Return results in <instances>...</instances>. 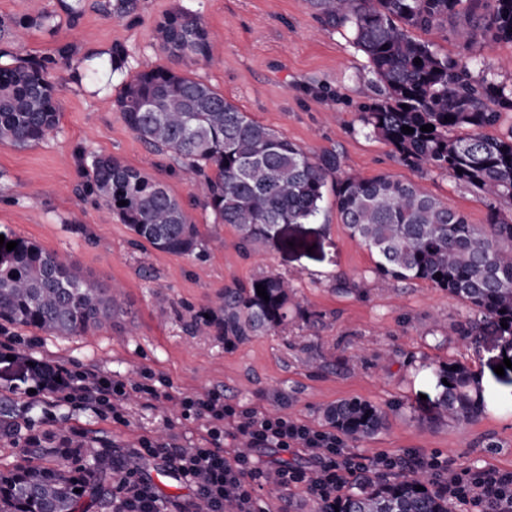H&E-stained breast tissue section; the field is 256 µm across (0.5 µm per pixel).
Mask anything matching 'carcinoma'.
I'll use <instances>...</instances> for the list:
<instances>
[{
  "label": "carcinoma",
  "instance_id": "cac0c4a2",
  "mask_svg": "<svg viewBox=\"0 0 512 512\" xmlns=\"http://www.w3.org/2000/svg\"><path fill=\"white\" fill-rule=\"evenodd\" d=\"M322 23L345 27L367 56L379 85L364 105L363 123L390 143L397 161L451 174L470 185L487 207L486 223L389 174L370 178L341 170L337 154H311L252 120L211 86L169 66L136 73L114 101L126 126L153 152L170 155L199 186L215 221L232 226L244 246L279 243L284 224H309L321 213L328 177L336 176L334 204L351 237L376 256L374 273L385 281L427 280L469 310L457 328L463 341L485 323L512 335V127L486 133L512 117V87L476 74L468 63L440 53L418 33L448 31L466 22L473 59L495 44H512V0H308ZM103 8L123 18L138 0ZM162 50L175 62L211 59L209 32L185 12L166 15L157 27ZM421 59V64L414 59ZM57 78L31 59L0 66V140L24 148L58 125ZM431 124L434 130L421 131ZM414 132L405 134L402 126ZM96 193L132 232L134 242L176 255L194 252L199 230L168 187L110 155L92 163ZM126 205L121 206L119 202ZM0 248V323L53 336H81L112 323L118 297L67 260L20 237ZM442 278H436V274ZM263 285L269 300L257 295ZM288 319V281L266 275L224 286L216 309L191 315L192 333L224 337L235 345L275 332ZM507 327H501V324ZM449 385L433 419L471 423L482 413L474 375L459 364L443 366ZM327 422L351 440L385 429L386 413L359 399L324 411ZM0 437L22 443L20 460L0 461V512H90L109 495L112 470L139 466L118 459L92 438L60 433L18 436L0 418ZM424 490H417V486ZM423 475L389 480L361 472L355 491L336 501L339 512H449L448 498Z\"/></svg>",
  "mask_w": 512,
  "mask_h": 512
}]
</instances>
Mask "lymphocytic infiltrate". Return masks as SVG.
Wrapping results in <instances>:
<instances>
[{
    "label": "lymphocytic infiltrate",
    "mask_w": 512,
    "mask_h": 512,
    "mask_svg": "<svg viewBox=\"0 0 512 512\" xmlns=\"http://www.w3.org/2000/svg\"><path fill=\"white\" fill-rule=\"evenodd\" d=\"M25 376L37 392L62 394L83 408L111 414L113 421L126 420L125 401L129 393L146 402L160 400L162 391L151 373H143L133 387L95 372H75L65 366L42 360L26 366ZM181 415L204 422L208 444L203 448H180L145 436L137 456L142 460L166 459L188 483L196 500L206 503L207 512H224L227 499L238 504L237 512H267L255 495L256 487L275 484L282 488L300 487L321 507L335 512L336 500L350 477L370 467L379 474L407 470L430 475L449 503H460L468 512H512V470L482 466L457 470L438 453L409 450L406 457L380 452L367 458L345 448L335 431L319 430L285 416L260 414L226 403L216 392L183 395L178 399ZM232 424L234 433L249 444V452H224V426ZM258 448H277L307 456V468L281 463L260 468L251 452ZM112 512H196L195 508L174 502L164 505L153 485L137 471L117 473L112 496Z\"/></svg>",
    "instance_id": "f902f5d3"
}]
</instances>
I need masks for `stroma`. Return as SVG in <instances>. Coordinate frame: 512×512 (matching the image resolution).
Returning a JSON list of instances; mask_svg holds the SVG:
<instances>
[{
  "label": "stroma",
  "mask_w": 512,
  "mask_h": 512,
  "mask_svg": "<svg viewBox=\"0 0 512 512\" xmlns=\"http://www.w3.org/2000/svg\"><path fill=\"white\" fill-rule=\"evenodd\" d=\"M173 11L199 17L212 57L183 69L224 95L253 120L305 151L332 152L349 173L387 172L484 224L487 208L448 173L407 167L393 147L362 121L376 77L348 29L324 26L307 0H139L135 15L117 18L98 0H0V19H33L23 41L7 45L18 58L53 62L61 45L73 48L60 70L61 114L40 143L19 148L0 141V232L33 241L118 289L123 312L84 336L58 337L26 328L11 334L28 353L73 371H95L133 384L152 372L169 392L147 406L130 399L127 420L113 422L60 395L28 392L19 364L0 363V411L20 434L61 431L94 436L113 454L134 455L141 437L182 448L204 445L200 422L183 419L171 397L216 391L226 402L262 414H282L327 428V406L358 398L386 411L388 426L350 450L438 452L453 467L512 469V335L495 326L467 342L453 332L468 309L429 282H386L374 258L341 224L326 201L311 224L288 225L275 247L242 248L234 229L214 220L178 162L153 153L113 106L135 73L169 65L157 24ZM111 155L164 182L200 231L190 255L134 246L133 236L91 189L94 156ZM288 279V321L276 332L228 346L193 335L189 316L211 307L234 281L268 274ZM347 281L349 289L338 286ZM459 362L478 377L485 397L470 424L434 422L439 367ZM143 477L161 499H192L193 491L159 459L143 462Z\"/></svg>",
  "instance_id": "obj_1"
}]
</instances>
